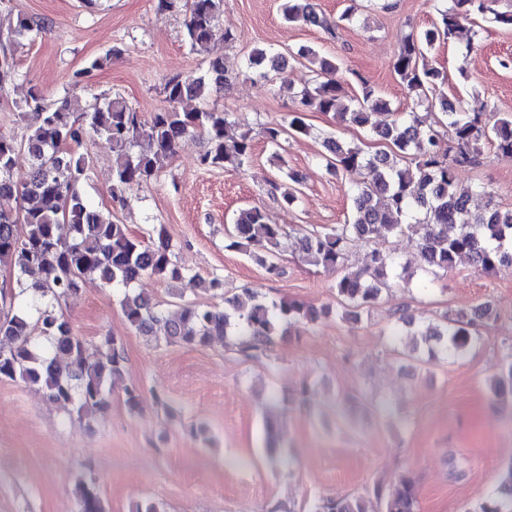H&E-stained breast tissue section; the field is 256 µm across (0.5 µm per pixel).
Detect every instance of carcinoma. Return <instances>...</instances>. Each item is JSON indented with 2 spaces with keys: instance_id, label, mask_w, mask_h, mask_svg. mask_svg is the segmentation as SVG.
Returning <instances> with one entry per match:
<instances>
[{
  "instance_id": "cac0c4a2",
  "label": "carcinoma",
  "mask_w": 512,
  "mask_h": 512,
  "mask_svg": "<svg viewBox=\"0 0 512 512\" xmlns=\"http://www.w3.org/2000/svg\"><path fill=\"white\" fill-rule=\"evenodd\" d=\"M185 8L184 37L198 52L206 50L224 13V0H159L158 8L172 11L178 2ZM491 0H450L434 4L438 22L421 32L406 34L392 68L417 105L437 108L446 117L457 142L452 158L440 156L434 131L416 112L396 117L381 127L375 137L391 147L389 152L371 154L361 145L335 137L323 141L322 155L327 169L348 179L353 192V216L323 232H299L298 253L312 266L338 267L345 264L351 248L370 241L378 228L404 233V226L418 228L417 250L421 270L435 279L448 273L456 258L467 254L474 269L487 273L512 265V210L489 202L480 213L469 208L475 194H487L475 182L461 187L455 169L473 165L484 142H493L498 152L512 158V117L492 113H469L438 94L446 75L426 63V54L437 42L455 35L461 22L474 16L493 15L492 21L512 27V13L491 8ZM284 18L335 34L337 24L318 10L313 0H288ZM49 31L45 19L18 16L0 25V34L16 45L32 42ZM303 59L314 75L313 87L297 94V106L288 126L268 127L265 135L279 145L281 135L311 133L306 112L331 113L352 126L365 127L371 114L386 110L389 103L366 82L359 94L347 97L336 78L340 64L324 58L311 47L290 53ZM281 73L286 59L263 49L248 58V67L264 65ZM222 61H208L198 77H168L163 84L165 107L144 118L119 97L94 98L84 111L79 101L64 97L46 102L38 90H31L17 108L31 115L25 136L17 140L0 136V196H18L24 202L17 211L0 210V266L16 272L19 294L36 295L33 309L16 302L17 295L0 304V336L12 346L0 349V380L21 381L38 387L57 403L71 406V412L88 422L109 407L112 381L125 370L123 347L111 336L104 337L98 357L86 355L85 341L77 336L56 307L81 292L88 279L124 289L120 306L131 328L153 338L154 328L165 327L168 344L203 345L213 336L236 337V351L245 357L263 353L273 336L292 324L315 325L329 315L324 309L292 300L267 301L249 288L228 296L224 281L214 277L202 281L203 288L220 297L224 308L188 302L169 313L152 299L133 289L149 274L178 281L184 271L173 261L170 238L164 225L153 227L150 242L129 233L127 225L103 215L82 195L81 184L88 177L90 160L70 150L93 134L112 144L114 162L109 185L112 201L126 206V192L133 186L156 179L158 162L174 155L180 140L199 134L207 143L200 159L203 166L239 169L252 148L251 129L229 119L216 108L186 112L187 99H206L224 88ZM30 158L28 179L21 185L13 180L20 153ZM230 235L231 246L254 258L272 277L282 274L276 249L285 231L258 206L239 210ZM394 259L379 250L370 254L369 264L348 271L335 284L336 294L357 319L374 305L390 287L388 269ZM495 318L490 302L478 304L471 315L444 313L429 325L425 335L445 342L456 352L467 350L478 339L479 329ZM512 388V364L491 384L493 398ZM80 512H105V506L89 483H76ZM418 512L413 480L401 476L384 485L373 483L363 492L344 497H322L315 512ZM472 512H512V467L499 487Z\"/></svg>"
}]
</instances>
